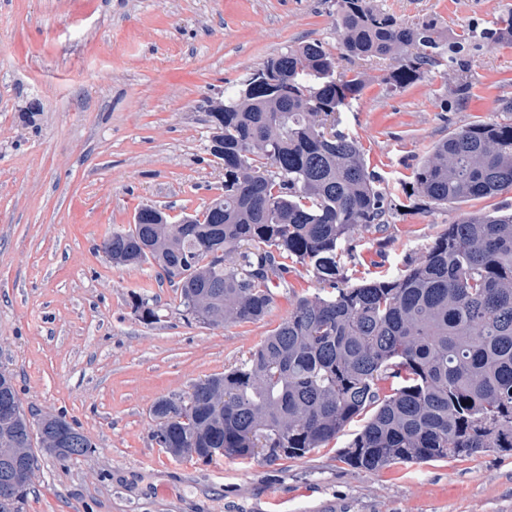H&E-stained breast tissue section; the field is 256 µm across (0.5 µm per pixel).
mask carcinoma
<instances>
[{
  "label": "carcinoma",
  "instance_id": "carcinoma-1",
  "mask_svg": "<svg viewBox=\"0 0 512 512\" xmlns=\"http://www.w3.org/2000/svg\"><path fill=\"white\" fill-rule=\"evenodd\" d=\"M342 54L396 61L381 81L405 88L425 69L455 75L461 54L512 44V10L491 28L444 34L431 20L403 23L372 0H336ZM336 57L304 41L269 58L211 113L224 144V193L165 223L153 207L112 228L102 248L116 267L155 264L177 284L185 315L212 326L262 319L288 287L292 265L317 292L240 366L192 383L182 403L156 400L153 440L190 455L222 448L231 459L305 457L361 417L342 461L364 472L397 464L512 452V211L461 214L395 276L351 284L340 263L361 231H386L392 202L359 142L337 129L364 73L335 76ZM512 190V123L473 124L434 145L414 173L413 195L451 207ZM20 402L0 373V401ZM93 444L62 415L0 418V451L33 464L62 431ZM31 478H14L0 512H21Z\"/></svg>",
  "mask_w": 512,
  "mask_h": 512
}]
</instances>
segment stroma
<instances>
[{"label":"stroma","mask_w":512,"mask_h":512,"mask_svg":"<svg viewBox=\"0 0 512 512\" xmlns=\"http://www.w3.org/2000/svg\"><path fill=\"white\" fill-rule=\"evenodd\" d=\"M398 20L490 27L512 0H373ZM338 51L336 0H0V369L24 409L64 414L91 456L39 453L22 512H512V454L398 464L371 474L340 460L351 423L304 458L268 464L174 457L150 412L243 363L317 285L303 267L260 321L187 319L151 263L113 267V226L144 206L203 209L224 190L210 154L212 105L288 46ZM456 109L442 72L392 89L387 60L339 58L371 81L341 114L390 194L385 233L362 232L350 283L394 275L460 214L512 204V190L450 207L412 198L413 173L458 128L512 123V45L466 53ZM157 302L142 320L133 295Z\"/></svg>","instance_id":"obj_1"}]
</instances>
